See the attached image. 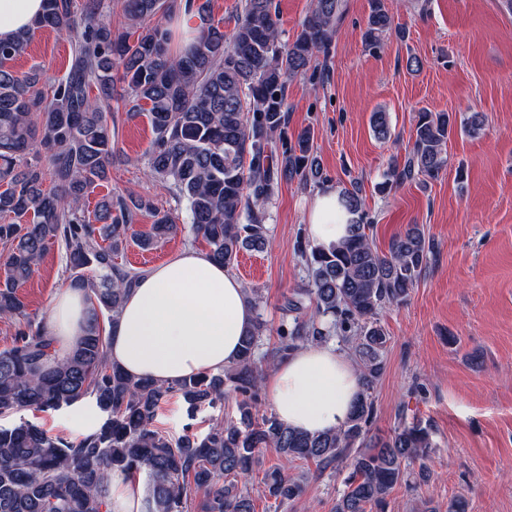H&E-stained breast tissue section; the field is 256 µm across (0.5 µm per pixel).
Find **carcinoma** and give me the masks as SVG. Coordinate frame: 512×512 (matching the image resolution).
I'll return each mask as SVG.
<instances>
[{"mask_svg": "<svg viewBox=\"0 0 512 512\" xmlns=\"http://www.w3.org/2000/svg\"><path fill=\"white\" fill-rule=\"evenodd\" d=\"M43 3L32 29L0 41V241L8 247L0 315L23 321L15 344L0 352V415L55 411L91 397L104 421L75 442L32 423L0 425V512H111L112 475L140 472L150 479L144 512H187L200 491L199 512H254L235 478L247 474L265 448L282 457L263 477L266 496L279 506L303 494V484L285 474L296 460L349 469L335 512H386L396 485L429 482L428 428L413 423L386 437L373 433L372 391L385 369L387 344L376 315L406 302L434 245L412 224L388 252L378 251L357 184L340 192L350 216L347 237L301 250L312 284L284 298L288 320L267 353L275 362L340 334L358 359L361 379L342 427L310 435L260 415L258 352L266 325L259 317L241 337L233 365L170 385L134 378L107 358L106 324L138 274L118 258L131 242L148 250L178 231V216L132 191L103 196L91 216L83 208L88 190L107 180L112 167L116 113L122 106L130 116L147 112L155 134L148 174L184 207L208 255L232 268L241 252L269 246L259 206L278 197L282 182H322L311 130L288 139L286 98L289 80L318 53H329L344 0H311L292 42L280 38L273 0H241L229 35L198 0H121L125 29L104 18V0ZM182 9L195 12L200 24L175 53L163 20ZM78 28L62 77L44 81L12 69L34 31ZM391 29L384 0H371L364 42L376 45ZM117 64L123 68L118 78L112 73ZM454 125L448 112H419L408 155L390 166L375 186L378 193L437 177L448 164ZM370 126L387 138L388 113H372ZM139 215L152 218L149 230L134 228ZM55 241L65 246L69 286L87 301L83 332L62 355L44 321L27 315L19 294ZM228 388L243 396L237 421L176 439L153 428L156 411L170 397L197 411L222 405Z\"/></svg>", "mask_w": 512, "mask_h": 512, "instance_id": "carcinoma-1", "label": "carcinoma"}]
</instances>
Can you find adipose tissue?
<instances>
[{"label": "adipose tissue", "mask_w": 512, "mask_h": 512, "mask_svg": "<svg viewBox=\"0 0 512 512\" xmlns=\"http://www.w3.org/2000/svg\"><path fill=\"white\" fill-rule=\"evenodd\" d=\"M43 0H0V40L28 29ZM348 216L334 189L317 193L308 215L316 244L347 234ZM84 293L58 292L46 329L58 348L80 336ZM255 309L241 280L206 252L187 249L141 275L108 329V360L137 377L162 384L215 372L237 358ZM276 417L291 428L318 434L340 428L360 392L355 364L336 346L309 343L279 361L264 381Z\"/></svg>", "instance_id": "adipose-tissue-1"}]
</instances>
